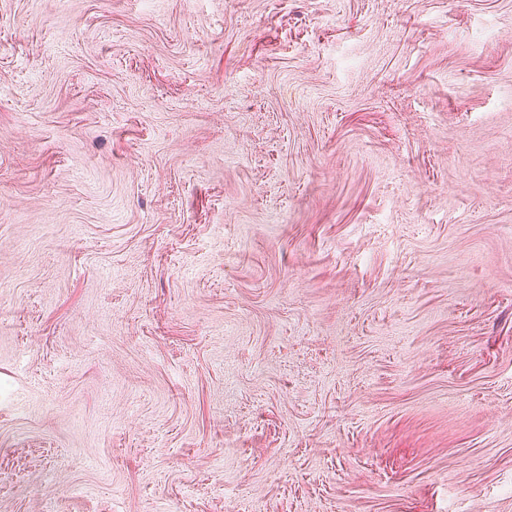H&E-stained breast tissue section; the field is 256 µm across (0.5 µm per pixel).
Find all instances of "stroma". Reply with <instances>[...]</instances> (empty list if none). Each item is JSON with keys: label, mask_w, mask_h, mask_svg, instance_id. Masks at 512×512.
Returning <instances> with one entry per match:
<instances>
[{"label": "stroma", "mask_w": 512, "mask_h": 512, "mask_svg": "<svg viewBox=\"0 0 512 512\" xmlns=\"http://www.w3.org/2000/svg\"><path fill=\"white\" fill-rule=\"evenodd\" d=\"M0 512H512V0H0Z\"/></svg>", "instance_id": "35a3bbf8"}]
</instances>
